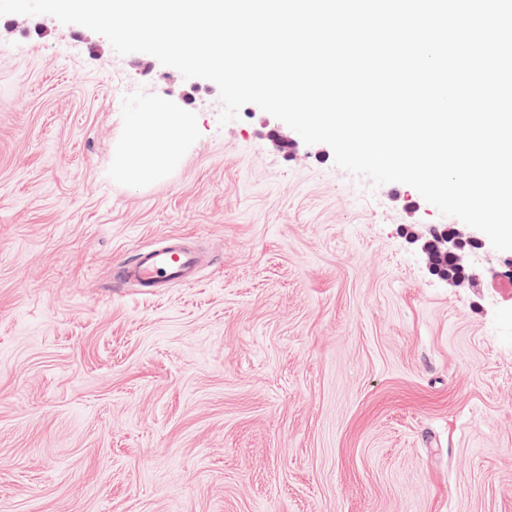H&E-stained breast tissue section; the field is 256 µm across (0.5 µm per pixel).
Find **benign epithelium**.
Returning <instances> with one entry per match:
<instances>
[{"label":"benign epithelium","mask_w":512,"mask_h":512,"mask_svg":"<svg viewBox=\"0 0 512 512\" xmlns=\"http://www.w3.org/2000/svg\"><path fill=\"white\" fill-rule=\"evenodd\" d=\"M408 239L418 247L431 274L456 287L473 286L479 272L471 264L470 255L483 248L481 238L451 224L425 233L410 231Z\"/></svg>","instance_id":"7a95c632"}]
</instances>
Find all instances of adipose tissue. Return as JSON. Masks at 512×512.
Listing matches in <instances>:
<instances>
[{"instance_id": "obj_1", "label": "adipose tissue", "mask_w": 512, "mask_h": 512, "mask_svg": "<svg viewBox=\"0 0 512 512\" xmlns=\"http://www.w3.org/2000/svg\"><path fill=\"white\" fill-rule=\"evenodd\" d=\"M128 126L133 135L119 147L114 169L134 185L156 181L176 166L184 143L193 134L190 113L172 112L149 102L130 113Z\"/></svg>"}]
</instances>
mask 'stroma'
Wrapping results in <instances>:
<instances>
[{"mask_svg":"<svg viewBox=\"0 0 512 512\" xmlns=\"http://www.w3.org/2000/svg\"><path fill=\"white\" fill-rule=\"evenodd\" d=\"M160 99L194 135L113 174ZM55 17L0 16V512H512V287L432 275L450 216L253 104ZM206 256L145 294L119 264ZM133 135L118 149L116 174L134 185L156 181L176 166L184 143L193 134V121L188 112H170L162 105L145 103L128 116Z\"/></svg>","mask_w":512,"mask_h":512,"instance_id":"stroma-1","label":"stroma"}]
</instances>
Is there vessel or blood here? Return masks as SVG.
<instances>
[{"label":"vessel or blood","mask_w":512,"mask_h":512,"mask_svg":"<svg viewBox=\"0 0 512 512\" xmlns=\"http://www.w3.org/2000/svg\"><path fill=\"white\" fill-rule=\"evenodd\" d=\"M197 264L193 252L170 240L146 247L134 261L122 267L121 276L151 292L163 285L193 280Z\"/></svg>","instance_id":"1"}]
</instances>
